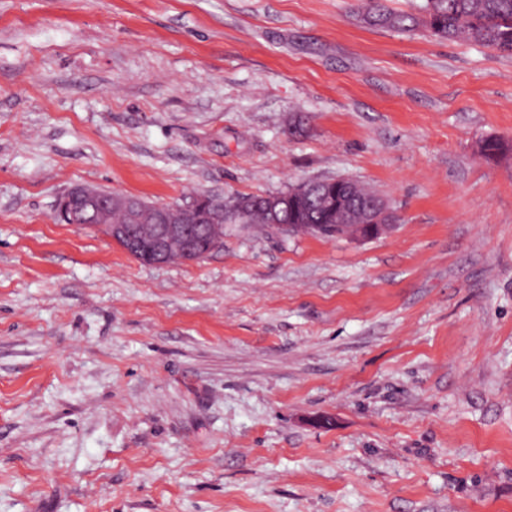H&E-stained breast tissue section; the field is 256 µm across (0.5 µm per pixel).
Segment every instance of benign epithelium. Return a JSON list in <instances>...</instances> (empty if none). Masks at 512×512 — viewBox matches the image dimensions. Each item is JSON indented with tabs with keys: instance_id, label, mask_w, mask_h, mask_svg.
Here are the masks:
<instances>
[{
	"instance_id": "obj_1",
	"label": "benign epithelium",
	"mask_w": 512,
	"mask_h": 512,
	"mask_svg": "<svg viewBox=\"0 0 512 512\" xmlns=\"http://www.w3.org/2000/svg\"><path fill=\"white\" fill-rule=\"evenodd\" d=\"M121 207L129 215V224H110L108 219L112 208ZM187 214L169 207H158L153 216L152 223H141L140 199L120 193L104 192L89 185H77L68 190L58 201L56 219L64 224H81L87 217L105 227L112 239H131L145 246L151 253L150 263L164 264L169 262L168 246L177 240L184 248L190 246L189 221L196 223L207 218L208 200L205 197L196 199L193 203L184 206ZM386 215L383 207H378L373 219L368 224H356L355 238L368 240L376 236L385 226L382 222Z\"/></svg>"
}]
</instances>
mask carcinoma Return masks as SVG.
Segmentation results:
<instances>
[{
  "label": "carcinoma",
  "mask_w": 512,
  "mask_h": 512,
  "mask_svg": "<svg viewBox=\"0 0 512 512\" xmlns=\"http://www.w3.org/2000/svg\"><path fill=\"white\" fill-rule=\"evenodd\" d=\"M357 20L372 28L401 33L423 31L441 40L469 41L503 54H512V0H423L415 12L396 11L384 0H359ZM507 149L497 137L485 139L480 152L495 161ZM274 197L279 205V223L309 224L313 237L335 239L348 235L344 224L368 221L370 208L383 196L349 180L325 179L309 189L299 184L274 194H236L217 197L224 216L210 211L206 223L200 225L202 242L194 251L184 253L172 248L175 260H200L224 245V225L261 224L270 226L267 199Z\"/></svg>",
  "instance_id": "carcinoma-1"
}]
</instances>
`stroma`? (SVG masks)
<instances>
[{"mask_svg":"<svg viewBox=\"0 0 512 512\" xmlns=\"http://www.w3.org/2000/svg\"><path fill=\"white\" fill-rule=\"evenodd\" d=\"M356 3L0 0V512H512V56ZM338 177L387 234L54 220Z\"/></svg>","mask_w":512,"mask_h":512,"instance_id":"obj_1","label":"stroma"}]
</instances>
